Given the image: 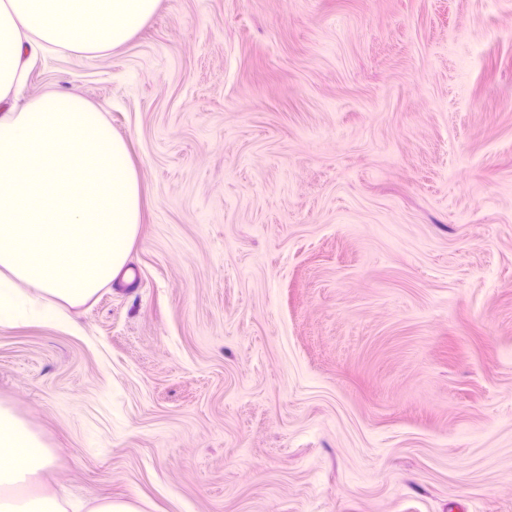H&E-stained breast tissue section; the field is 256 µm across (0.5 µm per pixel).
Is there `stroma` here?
Here are the masks:
<instances>
[{
	"mask_svg": "<svg viewBox=\"0 0 512 512\" xmlns=\"http://www.w3.org/2000/svg\"><path fill=\"white\" fill-rule=\"evenodd\" d=\"M129 145L136 288L0 328L45 480L140 512H512V0H159L40 49Z\"/></svg>",
	"mask_w": 512,
	"mask_h": 512,
	"instance_id": "35a3bbf8",
	"label": "stroma"
}]
</instances>
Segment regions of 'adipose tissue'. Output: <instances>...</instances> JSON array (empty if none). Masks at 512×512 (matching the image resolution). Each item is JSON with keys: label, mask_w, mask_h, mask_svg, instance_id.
I'll return each mask as SVG.
<instances>
[{"label": "adipose tissue", "mask_w": 512, "mask_h": 512, "mask_svg": "<svg viewBox=\"0 0 512 512\" xmlns=\"http://www.w3.org/2000/svg\"><path fill=\"white\" fill-rule=\"evenodd\" d=\"M159 0H0V99L21 96L23 65L42 44L95 51L128 42ZM141 222L126 140L76 94L0 110V327L66 323L124 267ZM54 454L0 404V512H139L85 506L44 482Z\"/></svg>", "instance_id": "ef3b65f1"}]
</instances>
